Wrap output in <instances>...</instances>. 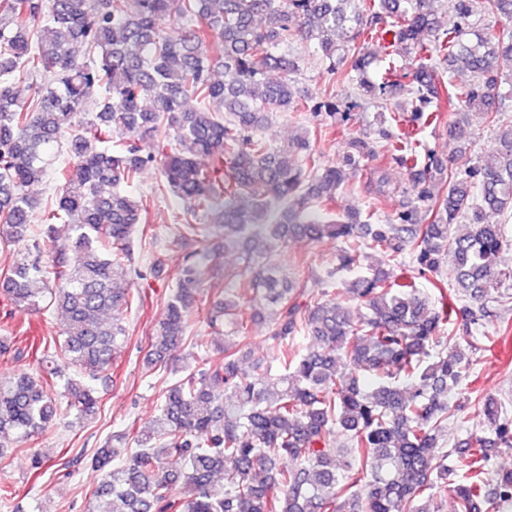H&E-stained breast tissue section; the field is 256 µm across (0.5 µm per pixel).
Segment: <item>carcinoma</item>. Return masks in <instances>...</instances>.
I'll return each instance as SVG.
<instances>
[{"instance_id": "carcinoma-1", "label": "carcinoma", "mask_w": 512, "mask_h": 512, "mask_svg": "<svg viewBox=\"0 0 512 512\" xmlns=\"http://www.w3.org/2000/svg\"><path fill=\"white\" fill-rule=\"evenodd\" d=\"M434 0H0V232L27 237L39 202L28 187L58 169L55 203L45 210L44 234L0 271V295L14 311L49 300L64 316L59 338L45 347L39 374H0V436L26 442L41 434L62 407L88 416L93 388L66 375L96 376L127 343L124 312L142 302L127 285L143 277L131 236L148 232L147 202L125 189L157 163L180 203L177 236L200 249L184 260L166 304L150 363L188 342L193 313L202 309L208 256L200 220L224 229V249H242L237 287L224 289L211 315L245 336L251 316L242 302H262L272 315L270 336L283 347L284 373L256 361L241 368L235 346L204 358L198 369L159 389V413L132 437L134 447L96 450L92 512H435L434 495L454 469L437 453L454 410L448 392L469 368L468 353L448 347L451 317L468 324L492 316L491 288L504 272L502 225L488 212H512V121L498 117V61L512 59V34L480 27L484 15L512 19V0H449L448 29L437 25ZM172 16L197 26L163 31ZM393 19L387 24V19ZM381 41L391 48L369 75L366 54L341 43ZM316 41L328 72L356 83L358 94L381 99L401 87L398 58L414 56L409 74L413 120L432 125L442 107L459 114L450 134L468 141L466 112L480 110L493 127L484 160L447 175L433 157L423 161L388 131L382 151L410 175L415 198L385 224L361 211L338 215L336 188L346 170L372 153L351 142L342 161L326 165L308 132L273 147L262 130L279 112L331 118L342 101L330 93L296 100L299 63L288 44ZM79 45L90 61L69 47ZM276 71L279 79L269 73ZM470 74L459 85L446 72ZM34 72L43 79L21 103L16 85ZM193 99L196 106L186 107ZM468 223L450 236L454 224ZM293 238L346 244L330 280L362 264V249L388 259L410 253L433 278L441 305H431L389 269L343 278L340 285L364 305L357 320L326 288L307 303L283 270L260 253ZM76 250L79 258L69 259ZM464 304L445 302L447 286ZM373 377L365 386L352 370ZM487 434L459 449L465 480L454 483L457 512L512 505V470L491 476L498 448L512 447V415L496 398L473 404ZM183 484L187 495L174 493Z\"/></svg>"}]
</instances>
